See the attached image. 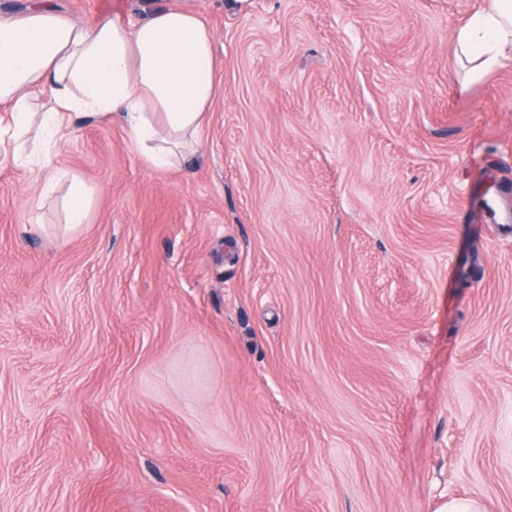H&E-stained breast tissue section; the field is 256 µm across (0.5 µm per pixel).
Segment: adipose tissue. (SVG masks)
Here are the masks:
<instances>
[{"instance_id":"1","label":"adipose tissue","mask_w":512,"mask_h":512,"mask_svg":"<svg viewBox=\"0 0 512 512\" xmlns=\"http://www.w3.org/2000/svg\"><path fill=\"white\" fill-rule=\"evenodd\" d=\"M456 56L471 80L512 67V0H483L458 27ZM218 88L213 33L196 13L151 10L139 22L115 15L86 26L34 0L20 19L0 17V164L64 178L47 137L76 113L119 116L148 166H175L202 129Z\"/></svg>"}]
</instances>
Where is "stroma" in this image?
I'll return each mask as SVG.
<instances>
[{
    "label": "stroma",
    "mask_w": 512,
    "mask_h": 512,
    "mask_svg": "<svg viewBox=\"0 0 512 512\" xmlns=\"http://www.w3.org/2000/svg\"><path fill=\"white\" fill-rule=\"evenodd\" d=\"M154 3L215 35L201 152L81 113L68 179L0 170V512H512V67L454 56L482 0ZM73 194L67 205L69 221L71 224H83L91 206V199L85 189L76 182L73 185Z\"/></svg>",
    "instance_id": "35a3bbf8"
}]
</instances>
